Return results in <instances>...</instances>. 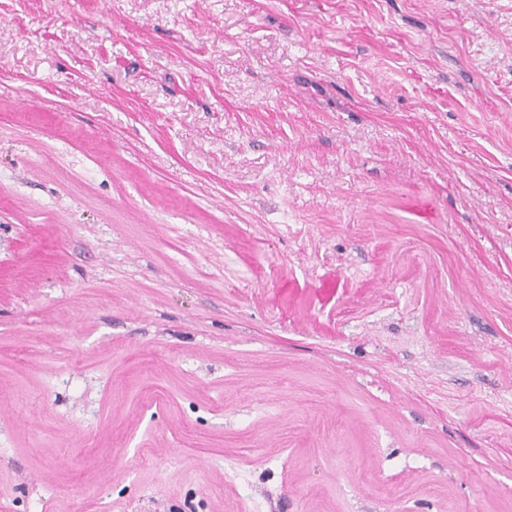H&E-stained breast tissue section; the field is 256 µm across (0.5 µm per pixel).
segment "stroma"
<instances>
[{
  "label": "stroma",
  "mask_w": 512,
  "mask_h": 512,
  "mask_svg": "<svg viewBox=\"0 0 512 512\" xmlns=\"http://www.w3.org/2000/svg\"><path fill=\"white\" fill-rule=\"evenodd\" d=\"M0 512H512V0H0Z\"/></svg>",
  "instance_id": "stroma-1"
}]
</instances>
